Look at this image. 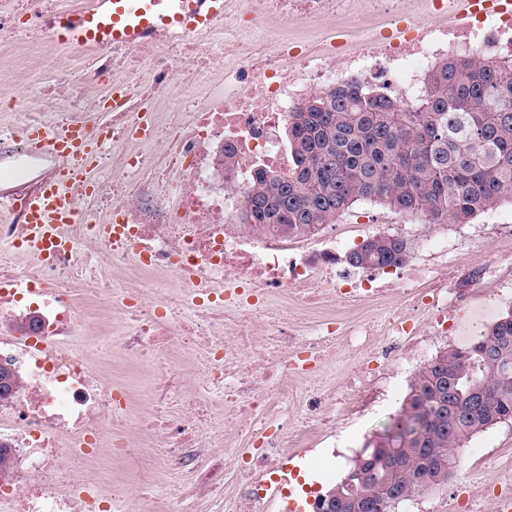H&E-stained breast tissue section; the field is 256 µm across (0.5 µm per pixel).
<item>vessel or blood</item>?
Returning a JSON list of instances; mask_svg holds the SVG:
<instances>
[{
  "instance_id": "obj_1",
  "label": "vessel or blood",
  "mask_w": 512,
  "mask_h": 512,
  "mask_svg": "<svg viewBox=\"0 0 512 512\" xmlns=\"http://www.w3.org/2000/svg\"><path fill=\"white\" fill-rule=\"evenodd\" d=\"M224 15V0H93L79 14L59 13L52 27L64 42L90 47L132 46L154 30L174 34L202 32ZM89 133L70 130L52 134L39 128L28 130L31 150L54 154L62 165L58 181L46 185L26 206L29 239L43 254L60 250L64 241L60 227L79 221L71 195L79 182L73 159L87 157Z\"/></svg>"
}]
</instances>
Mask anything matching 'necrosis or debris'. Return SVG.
I'll return each mask as SVG.
<instances>
[{
	"label": "necrosis or debris",
	"mask_w": 512,
	"mask_h": 512,
	"mask_svg": "<svg viewBox=\"0 0 512 512\" xmlns=\"http://www.w3.org/2000/svg\"><path fill=\"white\" fill-rule=\"evenodd\" d=\"M54 8L55 0H0V29L23 17L25 36H37ZM283 20L295 28L281 29ZM322 21L336 24L324 40ZM505 53L512 0L467 14L461 0H226L208 31L97 48L84 81L56 65L38 100L0 85L15 137L0 150V203L12 215L0 242L13 249L0 256V366L25 381L0 400V444L28 461L0 482V512H134L152 500L158 472L193 473L197 493L219 503V441L249 450L233 512H260L265 477L294 443L353 409L388 364L422 351L416 306L438 309L428 335L452 330L446 308L457 292L447 273L427 267L398 273L403 302L383 318L326 310L357 294L336 269L335 244L297 259L281 233L236 223L255 172L288 171L281 130L306 93L356 80L409 101L440 59ZM66 97L70 111H58ZM100 112L110 119L92 132L86 221L65 226L68 249L42 256L24 240L22 207L61 168L21 135ZM142 121L147 133H135ZM162 280L176 294L158 290ZM386 294L375 286L357 295ZM115 354L150 372L151 404L133 425L128 380L99 366ZM343 360L353 366L344 385L316 387L319 370ZM146 445L151 454L140 456ZM470 454L491 478L463 490L451 512H487L512 493V467L483 448ZM95 461L134 463L136 488L104 482Z\"/></svg>",
	"instance_id": "1"
}]
</instances>
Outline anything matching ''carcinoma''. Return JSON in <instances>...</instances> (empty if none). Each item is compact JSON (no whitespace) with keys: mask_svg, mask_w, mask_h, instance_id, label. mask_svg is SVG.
Here are the masks:
<instances>
[{"mask_svg":"<svg viewBox=\"0 0 512 512\" xmlns=\"http://www.w3.org/2000/svg\"><path fill=\"white\" fill-rule=\"evenodd\" d=\"M291 169L260 170L245 194L252 229L312 237L362 200L415 214L432 224H469L512 203V55L499 61L446 59L425 91L405 103L381 88L353 81L304 98L286 128ZM410 244L399 235L368 238L343 261L362 269L400 268ZM512 423V310L488 333L448 359L423 366L401 411L384 428L380 447L406 465L379 468L373 486L410 501L448 482H420L431 449L451 457L477 433ZM329 489L358 491L354 472Z\"/></svg>","mask_w":512,"mask_h":512,"instance_id":"1","label":"carcinoma"}]
</instances>
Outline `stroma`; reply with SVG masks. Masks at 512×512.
Wrapping results in <instances>:
<instances>
[{"label": "stroma", "mask_w": 512, "mask_h": 512, "mask_svg": "<svg viewBox=\"0 0 512 512\" xmlns=\"http://www.w3.org/2000/svg\"><path fill=\"white\" fill-rule=\"evenodd\" d=\"M93 50L65 44L53 30H45L37 42H18L16 38L0 39V63L14 65L12 79L22 96L39 98L49 81L47 60L83 69L91 62ZM491 224L487 216H479L468 224L426 225L415 215H394L375 202L355 204L339 217L332 230H321L313 237H298L299 250L314 251L325 245L329 235H336L344 247H352L369 236L398 233L409 239L412 255L409 268L428 263L426 244L436 236L448 241L449 271H478L483 264L494 266V283L512 284V238ZM512 309V295H496L492 285L471 297L465 304L449 307L455 327L445 336L428 340L421 357L398 362L372 381L369 391L356 411L337 418L317 437L296 447L295 473L298 483L292 497L304 512H311L314 497L336 484L344 476L353 458L381 433L391 416L396 415L408 393L417 370L437 353L452 347L466 346L481 332ZM473 448H484L512 461V423L496 426L475 435L461 450V466L446 484L437 486L411 502L400 505L399 512H448V502L462 482H485L489 474L470 457Z\"/></svg>", "instance_id": "1"}]
</instances>
